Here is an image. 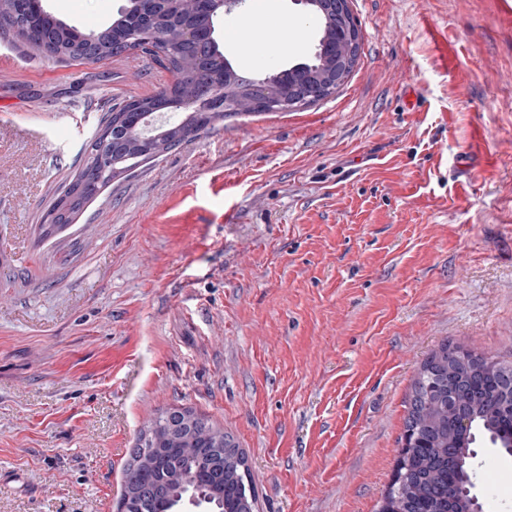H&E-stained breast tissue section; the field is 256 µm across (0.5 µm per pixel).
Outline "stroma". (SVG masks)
I'll list each match as a JSON object with an SVG mask.
<instances>
[{
	"label": "stroma",
	"mask_w": 512,
	"mask_h": 512,
	"mask_svg": "<svg viewBox=\"0 0 512 512\" xmlns=\"http://www.w3.org/2000/svg\"><path fill=\"white\" fill-rule=\"evenodd\" d=\"M82 31L123 0H46ZM358 64L297 112L217 121L39 226L113 104L170 78L0 40V512H116L139 432L190 407L245 452L259 512H377L413 380L441 343L512 361V21L504 0H352ZM305 33L248 64L308 54ZM438 28L471 74L458 85ZM498 162L471 154V126ZM469 177L473 189L458 197ZM480 502L512 512V458Z\"/></svg>",
	"instance_id": "35a3bbf8"
}]
</instances>
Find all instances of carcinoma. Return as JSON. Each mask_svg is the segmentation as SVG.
<instances>
[{"label":"carcinoma","mask_w":512,"mask_h":512,"mask_svg":"<svg viewBox=\"0 0 512 512\" xmlns=\"http://www.w3.org/2000/svg\"><path fill=\"white\" fill-rule=\"evenodd\" d=\"M345 0H316L321 23L313 56L256 83L228 61L219 40L198 32L222 9L210 0H180L173 7L157 0L146 8L126 0L117 17L97 31L83 32L35 0H0V37L61 63L101 62L141 50L143 34L156 33L172 79L153 95L112 107L103 128L85 151L79 174L69 185L81 200L66 209L56 203L55 220L40 225L44 236L72 222L112 180L123 174L124 159L140 152L136 115L183 110L154 140L159 158L217 120L257 112L260 99L283 94L316 104L336 93L357 65L350 54L357 32L350 28ZM232 108L222 112L224 105ZM481 437L507 452L512 445V370L494 356L458 348L448 359L443 344L422 364L412 384L402 447L379 512H468L465 487L473 480V445ZM205 512H256L250 468L234 437L191 408L168 409L140 431L125 469L118 512H174L190 496Z\"/></svg>","instance_id":"carcinoma-1"}]
</instances>
